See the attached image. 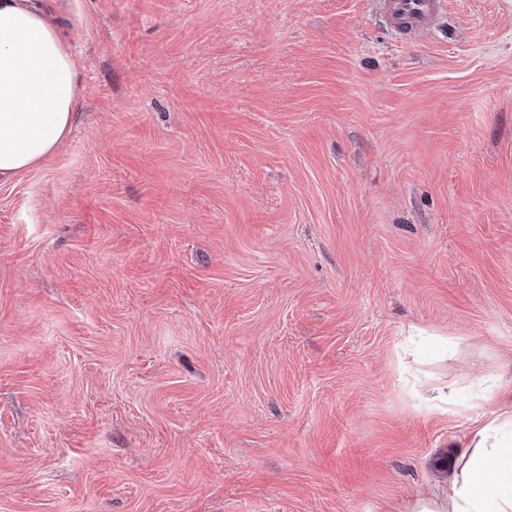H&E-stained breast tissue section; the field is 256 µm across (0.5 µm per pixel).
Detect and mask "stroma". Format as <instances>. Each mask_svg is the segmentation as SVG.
<instances>
[{
    "mask_svg": "<svg viewBox=\"0 0 512 512\" xmlns=\"http://www.w3.org/2000/svg\"><path fill=\"white\" fill-rule=\"evenodd\" d=\"M0 185V512H411L512 366V0H58ZM443 385L446 401L428 398ZM47 0H0V183L38 165L70 132L80 70ZM380 13L400 37L419 38L430 30L444 0H381Z\"/></svg>",
    "mask_w": 512,
    "mask_h": 512,
    "instance_id": "1",
    "label": "stroma"
}]
</instances>
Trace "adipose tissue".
Instances as JSON below:
<instances>
[{
  "instance_id": "adipose-tissue-1",
  "label": "adipose tissue",
  "mask_w": 512,
  "mask_h": 512,
  "mask_svg": "<svg viewBox=\"0 0 512 512\" xmlns=\"http://www.w3.org/2000/svg\"><path fill=\"white\" fill-rule=\"evenodd\" d=\"M44 0H0V183L38 165L70 132L80 70ZM413 512H512V403L471 430L445 498Z\"/></svg>"
}]
</instances>
